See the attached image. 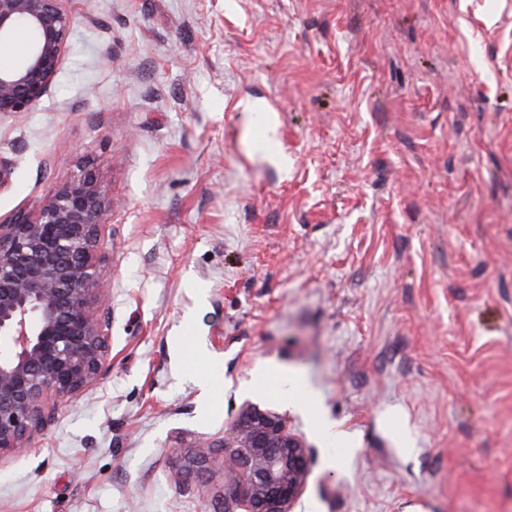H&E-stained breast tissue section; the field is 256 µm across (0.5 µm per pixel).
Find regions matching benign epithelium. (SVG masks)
Segmentation results:
<instances>
[{
  "mask_svg": "<svg viewBox=\"0 0 512 512\" xmlns=\"http://www.w3.org/2000/svg\"><path fill=\"white\" fill-rule=\"evenodd\" d=\"M64 2L0 0V46L21 24L34 34L24 60L0 68V116L31 111L53 85L76 19ZM111 211L112 199L84 170L0 224V453L33 447L107 364L96 309L107 298L99 252ZM221 465L242 512H291L308 455L282 417L252 406L211 450L184 457L180 475L204 478Z\"/></svg>",
  "mask_w": 512,
  "mask_h": 512,
  "instance_id": "benign-epithelium-1",
  "label": "benign epithelium"
}]
</instances>
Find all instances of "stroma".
<instances>
[{"instance_id":"stroma-1","label":"stroma","mask_w":512,"mask_h":512,"mask_svg":"<svg viewBox=\"0 0 512 512\" xmlns=\"http://www.w3.org/2000/svg\"><path fill=\"white\" fill-rule=\"evenodd\" d=\"M78 6L0 221L91 163L109 361L0 512H224L176 471L251 405L308 446L293 512H512V0ZM262 374V383L263 387L266 390H271L273 392H281L283 395L288 396V392L290 387L296 386L299 382H301L298 378H290L284 376L279 368L270 366L265 368L260 372ZM303 386L307 389L309 396L311 395V391L306 387V385L301 382Z\"/></svg>"}]
</instances>
